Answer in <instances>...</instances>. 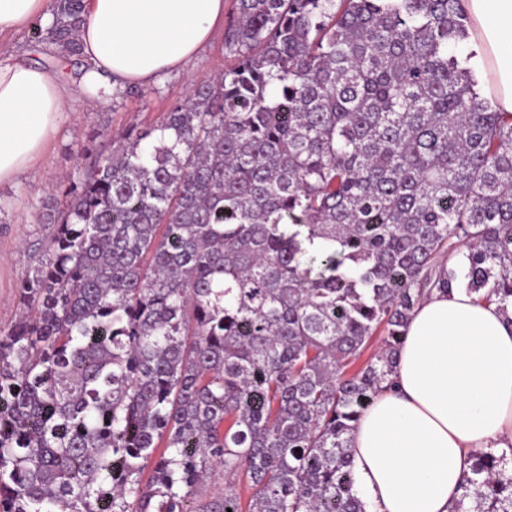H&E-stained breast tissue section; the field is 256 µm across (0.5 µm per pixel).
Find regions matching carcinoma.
<instances>
[{
  "mask_svg": "<svg viewBox=\"0 0 512 512\" xmlns=\"http://www.w3.org/2000/svg\"><path fill=\"white\" fill-rule=\"evenodd\" d=\"M460 2L236 0L235 63L59 188L0 330V512H367L350 436L415 308L512 302V113ZM462 485L512 512L505 457Z\"/></svg>",
  "mask_w": 512,
  "mask_h": 512,
  "instance_id": "cac0c4a2",
  "label": "carcinoma"
}]
</instances>
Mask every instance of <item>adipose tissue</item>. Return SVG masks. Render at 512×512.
<instances>
[{
  "label": "adipose tissue",
  "instance_id": "adipose-tissue-1",
  "mask_svg": "<svg viewBox=\"0 0 512 512\" xmlns=\"http://www.w3.org/2000/svg\"><path fill=\"white\" fill-rule=\"evenodd\" d=\"M51 0H0V35ZM489 92L512 113V0H462ZM83 64L58 71L0 59V187L39 163L68 106L184 71L224 20V0H84ZM352 433L370 512H452L472 454L512 451V306L436 291L408 323L392 376Z\"/></svg>",
  "mask_w": 512,
  "mask_h": 512
}]
</instances>
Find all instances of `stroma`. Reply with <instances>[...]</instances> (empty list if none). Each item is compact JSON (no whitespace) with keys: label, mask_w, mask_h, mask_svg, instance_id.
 <instances>
[{"label":"stroma","mask_w":512,"mask_h":512,"mask_svg":"<svg viewBox=\"0 0 512 512\" xmlns=\"http://www.w3.org/2000/svg\"><path fill=\"white\" fill-rule=\"evenodd\" d=\"M48 24V19L38 17L23 31L0 38V58L16 56L38 66L57 67L60 61L48 42L35 36L37 27ZM225 64L224 37L219 34L189 70L130 87L96 107L72 105L40 163L15 184L0 188V329L17 321L16 290L43 255L47 230L41 216L49 188L62 180L79 181L92 156L111 152L113 133L161 121L194 86L222 73Z\"/></svg>","instance_id":"1"}]
</instances>
